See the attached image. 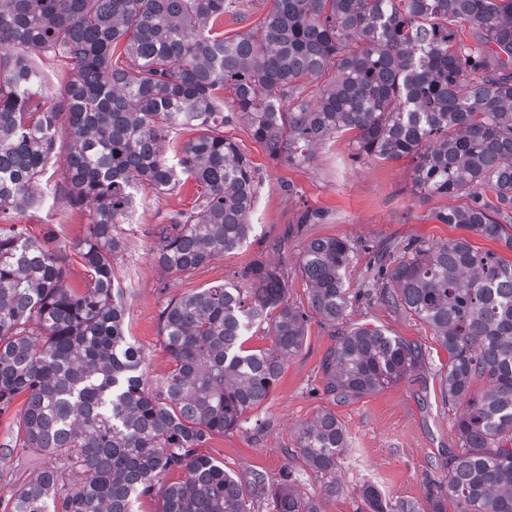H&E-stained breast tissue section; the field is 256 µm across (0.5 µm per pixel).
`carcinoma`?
<instances>
[{"label":"carcinoma","instance_id":"carcinoma-1","mask_svg":"<svg viewBox=\"0 0 512 512\" xmlns=\"http://www.w3.org/2000/svg\"><path fill=\"white\" fill-rule=\"evenodd\" d=\"M225 0H0V213L39 205L37 181L54 157L61 112L47 104L40 52L73 63L65 86L69 202L89 210L80 241L86 284L76 293L55 254L12 227L0 230V412L26 395L23 446L58 465L20 485L11 512H134L154 494L161 512H321L290 482H248L198 452L261 404L303 343L308 314L288 303L285 276L261 261L224 282L172 299L160 314L174 362L146 388L140 349L125 335L116 234L140 189L172 190L186 176L196 204L159 242L156 259L181 275L247 241L256 173L224 125L238 116L274 160L304 162L319 142L351 134L353 159H416L428 194L466 191L472 205L437 216L512 250V0H274L264 31L224 37L210 25ZM467 24L482 33L456 40ZM125 42L124 57H114ZM323 80L317 105L301 80ZM232 92L224 113L220 92ZM175 127L199 135L167 156ZM495 194L497 204L484 201ZM353 246L318 238L298 267L309 308L338 324L359 300L344 284ZM369 286L385 304L427 323L448 352V400L460 408L461 451L408 512H512V265L465 238L415 239L378 253ZM267 323L271 346L245 336ZM416 345L381 329L338 333L324 392L354 400L421 365ZM485 383L479 393L472 383ZM322 492H339L347 445L322 410L297 432ZM175 472L185 480L170 483ZM369 512H390L365 485Z\"/></svg>","mask_w":512,"mask_h":512}]
</instances>
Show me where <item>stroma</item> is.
<instances>
[{"label": "stroma", "mask_w": 512, "mask_h": 512, "mask_svg": "<svg viewBox=\"0 0 512 512\" xmlns=\"http://www.w3.org/2000/svg\"><path fill=\"white\" fill-rule=\"evenodd\" d=\"M272 5L273 0H232L215 27L228 37L261 34ZM224 135L238 144L259 177L249 215L253 233L246 243L192 272L161 273L155 261L160 236L195 205L198 187L190 179L165 193L142 189L130 223L118 227L124 248L113 266L125 290V332L142 352L144 381L156 386L172 366L160 336V313L170 300L230 280L258 259L285 274L290 304L308 308L307 286L298 270L306 243L315 238L348 240L357 252L344 281L361 298L346 310L342 328L383 329L420 346L424 362L381 392L352 401L333 399L323 391V362L335 344L333 329L310 316L301 349L289 357L268 398L243 414L237 428L211 436L201 451L241 477L259 470L276 482L292 470L302 492L320 500L322 512H362L360 490L366 484L376 487L390 507L425 505L432 482L444 475L449 457L461 448L454 426L457 408L446 401L442 387L448 354L426 323L377 297L364 296L374 258L382 246L399 250L417 238L445 242L464 236L475 249L495 252L509 263L512 251L439 221V214L465 207L470 200L463 192H420L413 182V157L352 161L345 134L324 141L310 160L291 163L272 160L244 120L226 124ZM68 143L66 132H59L58 163L41 179L44 202L0 214V229L16 226L28 237L47 241L61 260L68 287L79 293L86 271L77 245L87 232L89 216L70 206L62 189L58 164L66 159ZM24 406L20 396L0 412V512H9L16 488L56 464L54 457L23 448L19 421ZM321 410L332 412L347 436L337 473L343 490L333 498L323 496L321 478L296 451L297 428Z\"/></svg>", "instance_id": "obj_1"}]
</instances>
